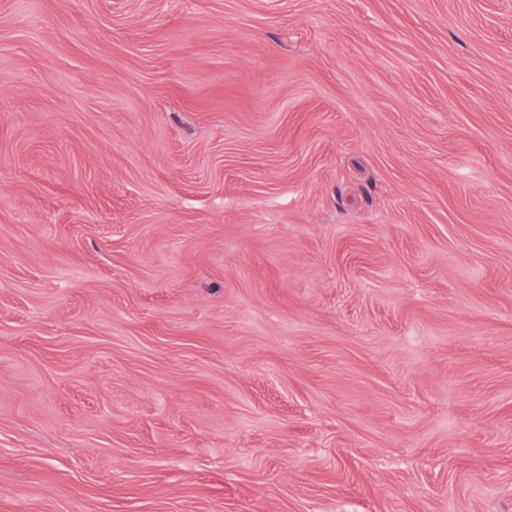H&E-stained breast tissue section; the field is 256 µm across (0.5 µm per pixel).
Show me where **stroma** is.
<instances>
[{
    "label": "stroma",
    "mask_w": 512,
    "mask_h": 512,
    "mask_svg": "<svg viewBox=\"0 0 512 512\" xmlns=\"http://www.w3.org/2000/svg\"><path fill=\"white\" fill-rule=\"evenodd\" d=\"M0 512H512V0H0Z\"/></svg>",
    "instance_id": "obj_1"
}]
</instances>
